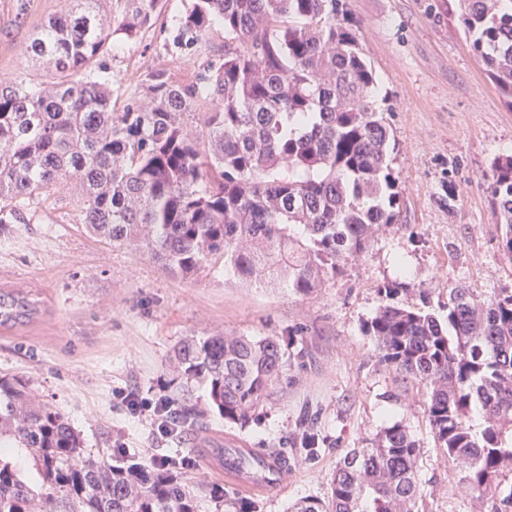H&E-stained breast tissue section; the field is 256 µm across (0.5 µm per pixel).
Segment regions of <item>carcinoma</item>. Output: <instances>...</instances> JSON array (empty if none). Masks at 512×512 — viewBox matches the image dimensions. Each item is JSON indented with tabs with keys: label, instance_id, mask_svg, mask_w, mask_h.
Returning a JSON list of instances; mask_svg holds the SVG:
<instances>
[{
	"label": "carcinoma",
	"instance_id": "obj_1",
	"mask_svg": "<svg viewBox=\"0 0 512 512\" xmlns=\"http://www.w3.org/2000/svg\"><path fill=\"white\" fill-rule=\"evenodd\" d=\"M30 44L38 66L0 80V235L30 201L62 183L79 221L116 246L144 247L167 272L197 273L214 257L244 283L305 295L396 222L390 129L372 98L375 75L343 0H189L169 37L186 61L224 36V57L183 79L163 68L113 96L103 58L154 23L163 0H67ZM488 77L512 99V0H456ZM199 111V129L181 121ZM487 190L512 254V155L492 162ZM38 311L0 292V327ZM379 362L428 389L440 448L471 491L512 471V294L450 290L443 316L383 302L365 324ZM292 337L205 336L175 350L186 380L205 383L224 420L249 423L291 359ZM483 419L478 431L473 411ZM19 447L39 484L1 458ZM295 452H319L299 420ZM419 448L401 424L348 451L325 499L290 512H414ZM219 486L196 491L175 467L124 451L103 461L63 414L0 377V512H258Z\"/></svg>",
	"mask_w": 512,
	"mask_h": 512
}]
</instances>
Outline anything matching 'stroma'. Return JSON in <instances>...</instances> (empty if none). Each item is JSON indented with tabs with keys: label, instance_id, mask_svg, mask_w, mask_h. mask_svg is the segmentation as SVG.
I'll return each instance as SVG.
<instances>
[{
	"label": "stroma",
	"instance_id": "1",
	"mask_svg": "<svg viewBox=\"0 0 512 512\" xmlns=\"http://www.w3.org/2000/svg\"><path fill=\"white\" fill-rule=\"evenodd\" d=\"M188 0H166L156 24L106 58L131 90L151 68L186 76L166 37ZM375 75V97L395 145L391 167L397 221L379 232L341 274L302 296L244 284L206 264L184 278L165 272L146 249L111 246L77 224L65 191L32 204L23 223L0 237V290L35 300L24 324L0 327V376L27 379L37 402L65 414L94 455L113 449L145 463L189 459V485L223 484L204 452L208 436L250 447L288 449L303 413L323 439L312 459H289L285 491L260 493V512H289L304 498H326L340 457L403 424L419 446L417 512H493L497 493L465 488L439 448L426 413L427 390L379 364L363 325L392 289V304L442 313L451 288L485 297L512 293V256L485 190L495 157L512 154V101L489 79L448 0H346ZM67 0H0V74L32 68L35 31ZM295 336L310 352L247 426L207 409V390L173 365L190 336ZM200 412L201 426L163 438L133 414L125 396Z\"/></svg>",
	"mask_w": 512,
	"mask_h": 512
}]
</instances>
